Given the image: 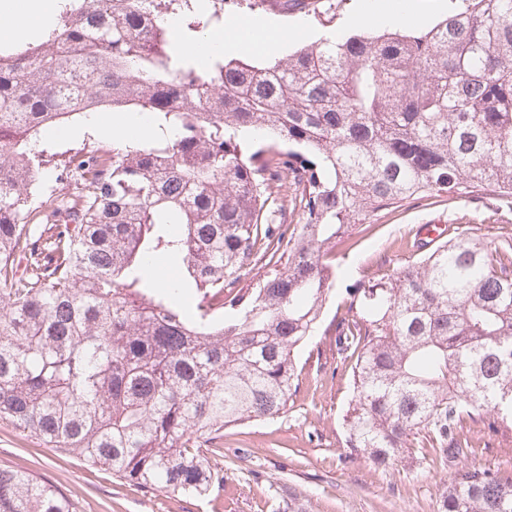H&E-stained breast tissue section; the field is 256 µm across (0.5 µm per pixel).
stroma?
<instances>
[{
    "label": "stroma",
    "instance_id": "1",
    "mask_svg": "<svg viewBox=\"0 0 512 512\" xmlns=\"http://www.w3.org/2000/svg\"><path fill=\"white\" fill-rule=\"evenodd\" d=\"M280 0H224V24L234 29L274 23V37L289 47L329 34L375 32L388 24L395 4L413 25L428 26L448 12V0H319L314 12H283ZM52 153L111 145L109 136L76 118L41 133ZM426 224L450 232L479 229L492 241H512V212L449 201L439 195L404 204L388 214L359 221L330 259L350 280L365 272L395 276L417 258L415 242ZM298 385L286 415L224 431V489L199 497L158 492L113 480L110 472L47 448L0 421V467L23 471L55 486L76 512H279L281 487H288L293 512H437L448 468L421 443L387 469L374 468L344 446L343 415L351 397V368L337 359L325 336L296 355ZM472 459L512 474V435L491 437L464 421Z\"/></svg>",
    "mask_w": 512,
    "mask_h": 512
}]
</instances>
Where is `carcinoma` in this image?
<instances>
[{
	"mask_svg": "<svg viewBox=\"0 0 512 512\" xmlns=\"http://www.w3.org/2000/svg\"><path fill=\"white\" fill-rule=\"evenodd\" d=\"M450 3L265 64L176 49L224 0H59L47 33L0 46V420L142 491L207 495L224 428L288 413L320 331L354 360L350 455L385 469L421 433L450 470L439 512H512V475L460 426L512 430V244L459 232L347 285L324 323L356 219L440 194L512 210V0ZM102 107L151 114L154 139L52 163L40 131ZM50 164L73 186L32 207ZM0 512L74 510L0 468Z\"/></svg>",
	"mask_w": 512,
	"mask_h": 512,
	"instance_id": "cac0c4a2",
	"label": "carcinoma"
}]
</instances>
